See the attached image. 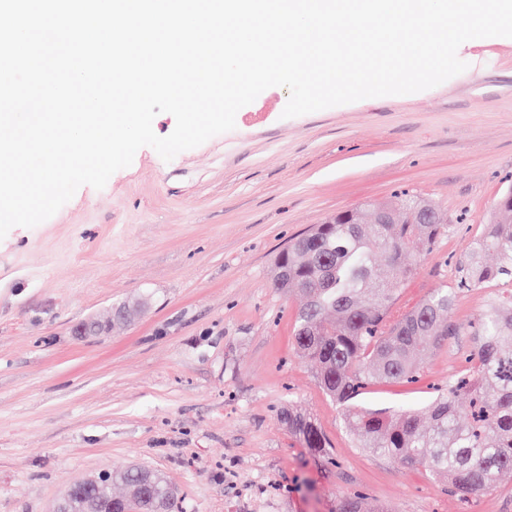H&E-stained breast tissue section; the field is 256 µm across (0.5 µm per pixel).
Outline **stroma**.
Segmentation results:
<instances>
[{"instance_id": "35a3bbf8", "label": "stroma", "mask_w": 512, "mask_h": 512, "mask_svg": "<svg viewBox=\"0 0 512 512\" xmlns=\"http://www.w3.org/2000/svg\"><path fill=\"white\" fill-rule=\"evenodd\" d=\"M464 72L421 92L285 119L263 91L234 130L164 161L140 148L103 189L81 186L48 220L0 240V512H55L75 480L142 466L174 512H512V474L462 499L444 481L365 448L293 347L297 290L273 287L277 254L340 210L403 189L451 230L398 305L451 282L495 199L512 186V38L463 43ZM493 289L460 293L451 333L412 384L360 396L424 409L474 351ZM141 302L97 336L77 324ZM310 413L330 443L304 448L280 414Z\"/></svg>"}]
</instances>
